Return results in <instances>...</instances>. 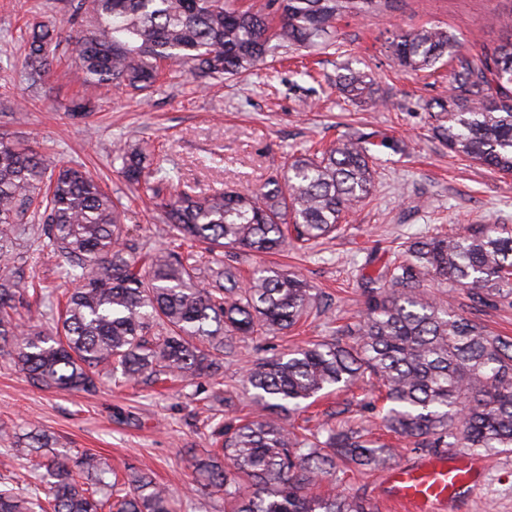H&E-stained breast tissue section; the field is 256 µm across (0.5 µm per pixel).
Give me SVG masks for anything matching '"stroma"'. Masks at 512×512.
Returning <instances> with one entry per match:
<instances>
[{
  "label": "stroma",
  "mask_w": 512,
  "mask_h": 512,
  "mask_svg": "<svg viewBox=\"0 0 512 512\" xmlns=\"http://www.w3.org/2000/svg\"><path fill=\"white\" fill-rule=\"evenodd\" d=\"M511 14L512 0H400L394 13L339 22L333 46L317 56L291 50L286 59L248 76L202 84L184 74L143 95L86 83L65 43L56 51L54 76L44 88H31L22 34L36 21L68 27L70 0H0V135L49 152L59 164H83L97 173L129 212V238L147 250L167 244L171 231L121 176L115 153L120 146L139 139L154 144L166 170L162 195L189 187L206 196L227 186L259 188L284 154L317 143L365 132L400 145L395 152H377L372 194L346 215L335 238L305 251L291 248L244 261L247 271L262 263L297 271L321 292L328 309L292 333L239 342L217 378L164 388L108 381L97 394L86 395L35 387L0 356V478H18L19 489H26L31 458L17 449L15 438L38 426L55 436L58 447L97 454L112 469L150 471L180 498L183 512H224L223 497L192 489L189 458L191 451L211 446L207 418L225 423L235 415H259L242 392L247 364L335 336L363 309L361 273L377 270L414 238L458 233L470 224H497L512 232V177L455 156L432 133L424 104L448 91V67L407 73L390 49L395 31L437 25L455 34L461 56L472 59L512 37L500 24ZM348 66L374 79L384 106L339 97L336 78ZM77 99L92 111L88 122L68 114ZM26 260L43 288L29 297V307L47 312V293L63 288L57 259L32 248ZM427 290L490 331L512 336V305L479 307L465 292H449L437 282ZM217 388L236 395L235 413L218 403L206 408ZM363 401L361 389L343 391L320 399L296 422L376 427L377 413ZM483 459L486 484L462 512H512V454L487 453Z\"/></svg>",
  "instance_id": "35a3bbf8"
}]
</instances>
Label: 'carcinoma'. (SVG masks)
<instances>
[{
    "label": "carcinoma",
    "mask_w": 512,
    "mask_h": 512,
    "mask_svg": "<svg viewBox=\"0 0 512 512\" xmlns=\"http://www.w3.org/2000/svg\"><path fill=\"white\" fill-rule=\"evenodd\" d=\"M398 0H72L75 28L35 25L24 38L28 80L53 74L63 40L94 85L152 89L165 65L195 79L249 74L279 48L330 45L345 17L369 18ZM457 39L423 26L399 31L397 64L430 70L456 56ZM448 95L433 100L434 135L448 149L512 174V39L461 59ZM374 79L353 68L339 78L350 101L373 100ZM369 134L317 152H292L259 189L205 198L176 190L159 198L162 168L148 147L125 149L122 173L159 199L171 241L153 254L130 241L121 203L81 165L61 166L29 145L0 137V354L38 387L93 395L106 379L185 383L216 374L236 343L284 333L321 309L297 273L259 267L241 280L247 255L308 248L332 237L341 219L371 195L376 170ZM190 249H183V242ZM60 257L70 285L57 315L36 322L22 312L34 275L18 247ZM224 254L204 283L197 253ZM465 290L480 306L512 297V234L480 224L455 236L409 242L376 273L362 276L365 308L329 340L260 358L246 389L264 413L213 427L221 447L196 456L191 485L224 495L229 512H375L336 490L313 492L339 472L372 471L395 459L393 446L355 427L301 433L291 415L323 391L357 384L378 389L385 428L417 448L512 453V338L428 296L424 283ZM30 478L20 493L0 482V512H181L179 500L145 473L108 480L95 455L54 447L34 429Z\"/></svg>",
    "instance_id": "carcinoma-1"
}]
</instances>
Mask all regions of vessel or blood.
<instances>
[{"label": "vessel or blood", "mask_w": 512, "mask_h": 512, "mask_svg": "<svg viewBox=\"0 0 512 512\" xmlns=\"http://www.w3.org/2000/svg\"><path fill=\"white\" fill-rule=\"evenodd\" d=\"M485 475L484 462L473 456H424L391 469L382 496L405 512H459L475 497Z\"/></svg>", "instance_id": "obj_1"}]
</instances>
